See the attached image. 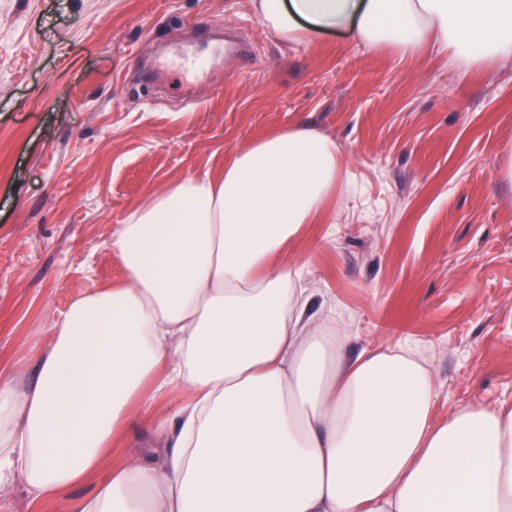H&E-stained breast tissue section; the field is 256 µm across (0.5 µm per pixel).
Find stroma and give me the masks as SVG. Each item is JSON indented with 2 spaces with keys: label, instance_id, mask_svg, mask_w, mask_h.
Listing matches in <instances>:
<instances>
[{
  "label": "stroma",
  "instance_id": "stroma-1",
  "mask_svg": "<svg viewBox=\"0 0 512 512\" xmlns=\"http://www.w3.org/2000/svg\"><path fill=\"white\" fill-rule=\"evenodd\" d=\"M247 52L190 92L161 59ZM341 150L336 198L285 255L308 259L310 306L336 305L344 351L417 342L438 386L434 422L512 405V61L465 70L351 35L275 43L252 0H0V367L32 372L52 322L119 282L112 226L168 183L292 124ZM184 401L138 412L112 454L139 455ZM95 483L0 512H70Z\"/></svg>",
  "mask_w": 512,
  "mask_h": 512
}]
</instances>
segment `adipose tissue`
Instances as JSON below:
<instances>
[{
    "mask_svg": "<svg viewBox=\"0 0 512 512\" xmlns=\"http://www.w3.org/2000/svg\"><path fill=\"white\" fill-rule=\"evenodd\" d=\"M273 37L346 29L412 57L437 44L469 68L512 59V0H252ZM335 141L289 126L236 149L113 225L121 283L51 326L31 378L0 373V486L33 500L101 471L72 512H512V406L432 421L423 347L344 355L307 311L289 246L336 195ZM169 451L113 466L134 411L168 387Z\"/></svg>",
    "mask_w": 512,
    "mask_h": 512,
    "instance_id": "1",
    "label": "adipose tissue"
}]
</instances>
